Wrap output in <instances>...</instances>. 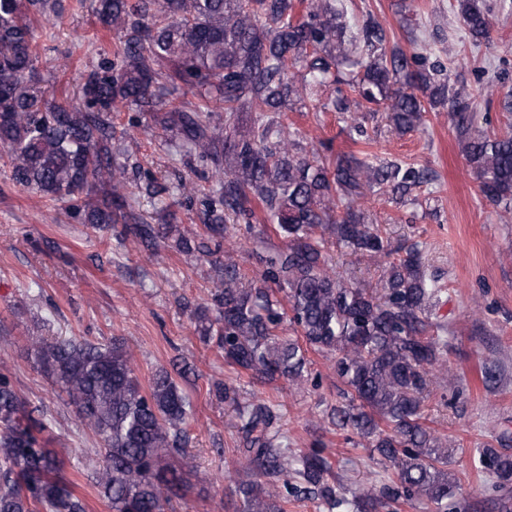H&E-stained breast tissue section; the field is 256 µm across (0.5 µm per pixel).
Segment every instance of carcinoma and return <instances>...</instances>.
I'll list each match as a JSON object with an SVG mask.
<instances>
[{"mask_svg":"<svg viewBox=\"0 0 512 512\" xmlns=\"http://www.w3.org/2000/svg\"><path fill=\"white\" fill-rule=\"evenodd\" d=\"M59 8L60 0H0V160L11 180L66 205L79 224L112 230L121 245L132 240L155 254L173 236L180 251L206 260L215 277L211 303L192 312L196 331L252 381L299 384L307 349L334 356L343 401L331 408V423L353 427L395 476L393 485L347 500L319 453L290 456L273 442L269 405L243 403L233 384L217 383L214 395L237 414L256 477L234 481L239 512H288L295 495L343 512H381L400 497L458 512L447 445L423 410L433 373L447 378L448 340L431 333L428 318L440 289L425 273L420 243L392 245L359 205L368 191L416 203L433 174L397 159L310 155L280 116L298 101L319 100L330 85L322 111L383 112L399 135L446 108L481 193L506 209L512 129L471 135L470 103L451 88L430 44L410 53L389 48L371 17L350 35L336 0H95L117 43L112 60L83 71L74 105L50 94L37 67V23ZM458 17L474 41L490 40L494 23L481 0H459ZM240 112L255 113L250 125L238 127ZM141 127L176 133L187 164L207 170L206 188L182 175L162 182L141 172L138 196L168 195L154 223L130 202L128 164L116 152ZM196 198L197 228L187 236L173 221ZM259 212L286 244L256 253L261 269L250 277L221 248L229 225L251 224ZM329 239L355 256L383 259L376 287L329 272ZM32 347L39 371L99 441L95 486L112 512H171L187 484L170 459L184 454L192 416L172 375L159 368L142 387L133 353L117 338L36 336ZM35 412L1 368L0 512H86L65 459L50 447V423ZM479 463L498 482H512V455L487 447ZM292 475L303 486L292 485Z\"/></svg>","mask_w":512,"mask_h":512,"instance_id":"obj_1","label":"carcinoma"}]
</instances>
